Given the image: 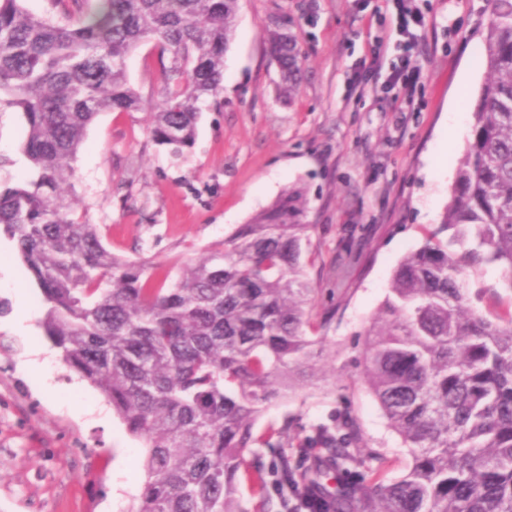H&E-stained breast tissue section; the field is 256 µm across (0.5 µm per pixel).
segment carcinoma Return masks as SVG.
<instances>
[{"label":"carcinoma","instance_id":"cac0c4a2","mask_svg":"<svg viewBox=\"0 0 512 512\" xmlns=\"http://www.w3.org/2000/svg\"><path fill=\"white\" fill-rule=\"evenodd\" d=\"M0 0V103L20 110L31 176L0 185V230L14 239L41 290V327L63 363L94 386L146 448L133 512H512V315L469 304L465 271L502 266L512 288V0H493L486 77L454 195L424 243L400 261L365 332L361 381L412 457L391 483L348 480L385 458L362 450L354 420L300 440L261 414L312 377L320 337L303 252V189L291 187L239 225L220 248L180 263L172 287L121 258L77 216L74 163L100 112H146L156 145L191 146L202 104L216 98L239 0H58L78 25ZM288 92L297 43L267 36ZM151 42L163 99L145 106L127 56ZM459 250H453V247ZM336 265L345 296L365 264ZM262 448L267 472L248 456ZM277 497L266 494L268 483Z\"/></svg>","mask_w":512,"mask_h":512}]
</instances>
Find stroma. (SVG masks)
Returning a JSON list of instances; mask_svg holds the SVG:
<instances>
[{"instance_id":"35a3bbf8","label":"stroma","mask_w":512,"mask_h":512,"mask_svg":"<svg viewBox=\"0 0 512 512\" xmlns=\"http://www.w3.org/2000/svg\"><path fill=\"white\" fill-rule=\"evenodd\" d=\"M424 17L410 65L415 89L385 87L396 55L394 0H240L224 56L223 89L204 106L195 144L174 156L153 143L142 112L99 113L76 162L73 198L113 253L148 263L175 281L176 260L206 254L302 186L311 226L305 255L318 307L338 300L333 275L348 251L369 260L340 321L314 346L320 382L280 401L255 432L290 418L303 428L356 418L369 448L387 458L366 480L404 476L411 457L378 402L360 383L364 332L379 312L394 270L421 246L453 197L465 142L447 143L449 112L460 106L473 127L485 79L483 34L491 0H408ZM286 27L305 59L298 89L285 91L263 32ZM381 66L361 76L360 64ZM145 103L164 84L153 44L126 62ZM24 120L0 105V183L30 175L20 152ZM0 274L25 288L28 337L15 336L11 290L0 288V512H131L144 481L141 439L128 433L106 399L62 363L41 327L45 308L15 241L0 240ZM473 306L512 312V289L496 264L470 270ZM47 349L49 388L24 373L30 350Z\"/></svg>"}]
</instances>
